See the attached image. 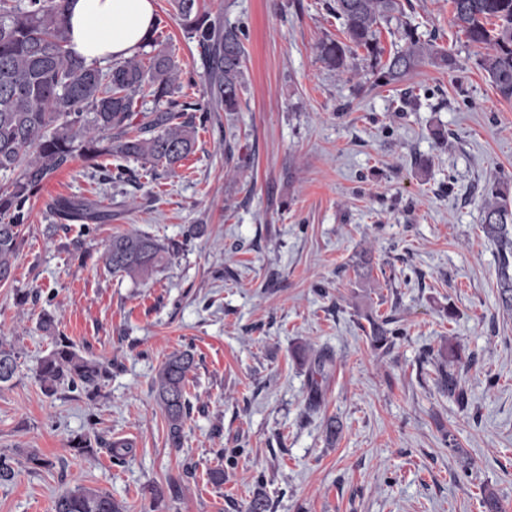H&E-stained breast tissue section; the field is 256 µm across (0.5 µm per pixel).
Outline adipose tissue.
Wrapping results in <instances>:
<instances>
[{
	"mask_svg": "<svg viewBox=\"0 0 512 512\" xmlns=\"http://www.w3.org/2000/svg\"><path fill=\"white\" fill-rule=\"evenodd\" d=\"M153 0H69L68 46L86 63L129 56L156 24Z\"/></svg>",
	"mask_w": 512,
	"mask_h": 512,
	"instance_id": "adipose-tissue-1",
	"label": "adipose tissue"
}]
</instances>
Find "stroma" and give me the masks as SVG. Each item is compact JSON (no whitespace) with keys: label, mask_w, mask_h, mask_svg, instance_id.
I'll return each mask as SVG.
<instances>
[{"label":"stroma","mask_w":512,"mask_h":512,"mask_svg":"<svg viewBox=\"0 0 512 512\" xmlns=\"http://www.w3.org/2000/svg\"><path fill=\"white\" fill-rule=\"evenodd\" d=\"M154 3L158 39L202 95L207 58L170 0ZM200 3L247 33L239 111L213 113L175 172L155 178L133 161L137 186H116L105 178L113 158H78L31 201L14 279L0 285V341L20 363L0 386V454L17 462L0 512H53L78 484L125 512H246L259 492L271 512H487L490 494L512 512V316L498 305L497 248L481 225L485 187L512 180V101L448 0H410L407 13L456 69L426 63L385 86L367 82L364 61L348 77L320 60L318 44L343 36L333 0ZM61 195L111 211V222L48 233ZM130 230L188 246L135 281L102 260L112 235ZM76 240L84 259L71 254ZM20 292L31 301L18 305ZM45 310L83 355L111 364L96 395L38 383L52 348ZM370 314L400 329L390 353L371 349ZM452 344L464 408L435 383ZM304 345L333 357L312 409L295 354ZM184 349L197 367L175 448L151 385ZM332 418L343 425L333 443ZM85 433L90 457L69 446ZM118 440L130 447L122 464L109 447ZM31 451L45 466L28 464Z\"/></svg>","instance_id":"35a3bbf8"}]
</instances>
